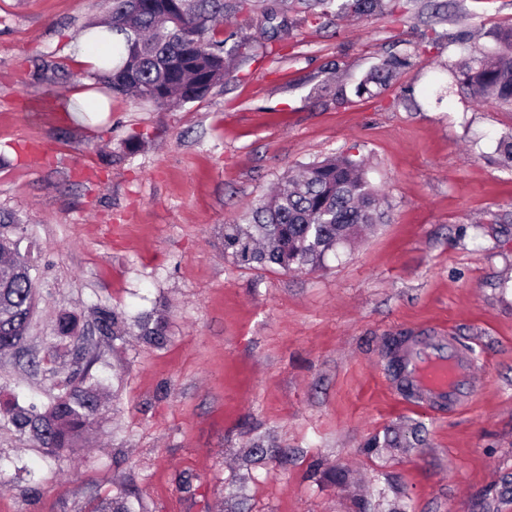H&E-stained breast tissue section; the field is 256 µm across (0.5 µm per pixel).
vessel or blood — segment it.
Returning a JSON list of instances; mask_svg holds the SVG:
<instances>
[{"label":"vessel or blood","instance_id":"1","mask_svg":"<svg viewBox=\"0 0 512 512\" xmlns=\"http://www.w3.org/2000/svg\"><path fill=\"white\" fill-rule=\"evenodd\" d=\"M474 361L452 338L436 337L398 360L400 380L417 391L418 402L456 406L469 396Z\"/></svg>","mask_w":512,"mask_h":512}]
</instances>
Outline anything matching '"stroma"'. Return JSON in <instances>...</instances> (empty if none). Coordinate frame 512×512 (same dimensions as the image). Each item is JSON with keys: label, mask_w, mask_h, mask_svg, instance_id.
Wrapping results in <instances>:
<instances>
[{"label": "stroma", "mask_w": 512, "mask_h": 512, "mask_svg": "<svg viewBox=\"0 0 512 512\" xmlns=\"http://www.w3.org/2000/svg\"><path fill=\"white\" fill-rule=\"evenodd\" d=\"M107 0H0V233L30 251L38 300L0 353V412L45 404L82 366L107 406L55 462L0 421V512H91L126 486L145 512H512V109L455 92L445 67L495 50L512 0H465L440 44L370 99L339 96L420 43L429 17L310 20L234 79L159 110L122 97L77 120L82 28ZM49 68L35 73L39 63ZM365 159L385 218L322 268L243 267L236 223L292 169ZM164 309L167 340L111 344L103 307ZM76 315L83 358L61 343ZM444 329L477 358L461 409L427 410L385 363Z\"/></svg>", "instance_id": "35a3bbf8"}]
</instances>
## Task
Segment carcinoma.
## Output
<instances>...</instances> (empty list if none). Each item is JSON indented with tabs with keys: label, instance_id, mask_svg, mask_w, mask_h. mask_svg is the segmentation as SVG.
I'll return each instance as SVG.
<instances>
[{
	"label": "carcinoma",
	"instance_id": "1",
	"mask_svg": "<svg viewBox=\"0 0 512 512\" xmlns=\"http://www.w3.org/2000/svg\"><path fill=\"white\" fill-rule=\"evenodd\" d=\"M314 19L406 16L418 0H112L103 23L112 29V57L103 59L93 78L116 95L160 109H171L206 97L224 84L248 58L250 41L224 35V20L260 11L269 43L288 28L294 3ZM501 48L469 57L448 67L452 85L467 90L477 103L512 105V27L496 34ZM411 56L379 59L354 86V95L373 97V88L388 86ZM383 218L377 190L368 180L365 162L353 155L310 163L285 178L269 201L251 209L241 223L224 225V252L244 266L277 267L284 271L315 270L325 258L351 241L359 228ZM12 268L0 286V351L12 350L14 336H28L36 305L31 265L21 257L19 242L0 236V267ZM137 328L144 343L165 341L160 311L145 313L129 324L123 313L99 308L95 329L107 340L122 341ZM59 335L76 343L77 318L64 316ZM48 405L14 404L3 414L17 431L30 434L44 455L60 460L75 450L85 429L103 410L100 381L84 369L59 384ZM95 512H143L141 498L123 488L101 502Z\"/></svg>",
	"mask_w": 512,
	"mask_h": 512
}]
</instances>
